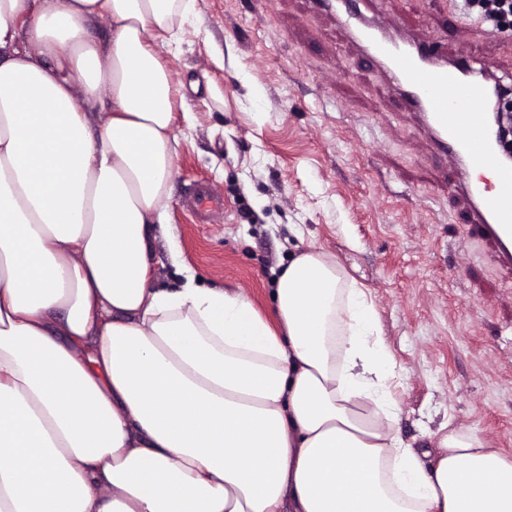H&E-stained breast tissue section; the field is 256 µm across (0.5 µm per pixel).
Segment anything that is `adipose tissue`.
I'll return each mask as SVG.
<instances>
[{
    "instance_id": "1",
    "label": "adipose tissue",
    "mask_w": 512,
    "mask_h": 512,
    "mask_svg": "<svg viewBox=\"0 0 512 512\" xmlns=\"http://www.w3.org/2000/svg\"><path fill=\"white\" fill-rule=\"evenodd\" d=\"M189 8L0 0V512H512V456L403 440L331 255L293 253L270 319L155 287L177 137L151 43Z\"/></svg>"
}]
</instances>
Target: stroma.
Listing matches in <instances>:
<instances>
[{
  "mask_svg": "<svg viewBox=\"0 0 512 512\" xmlns=\"http://www.w3.org/2000/svg\"><path fill=\"white\" fill-rule=\"evenodd\" d=\"M363 2L366 22L478 59L512 88V34L449 38V0ZM157 53L180 97L174 242L156 246L155 287L190 272L267 314L275 270L314 243L375 305L405 442L427 447L448 423L512 455V271L465 224L457 169L431 155L417 113L395 111L380 67L310 0H192ZM197 183L224 197L208 224L181 203Z\"/></svg>",
  "mask_w": 512,
  "mask_h": 512,
  "instance_id": "35a3bbf8",
  "label": "stroma"
}]
</instances>
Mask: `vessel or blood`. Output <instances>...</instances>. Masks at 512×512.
I'll list each match as a JSON object with an SVG mask.
<instances>
[{
    "label": "vessel or blood",
    "mask_w": 512,
    "mask_h": 512,
    "mask_svg": "<svg viewBox=\"0 0 512 512\" xmlns=\"http://www.w3.org/2000/svg\"><path fill=\"white\" fill-rule=\"evenodd\" d=\"M349 28L367 56L391 82L400 110L419 113L437 152L454 159L464 172L449 192L467 203L466 221L477 228L500 265L512 270V165L503 164L492 140L487 102L492 85L481 64H432L423 46L385 36L381 27L365 24L336 0H313ZM219 202L204 184L186 195L188 210L207 219Z\"/></svg>",
    "instance_id": "obj_1"
}]
</instances>
